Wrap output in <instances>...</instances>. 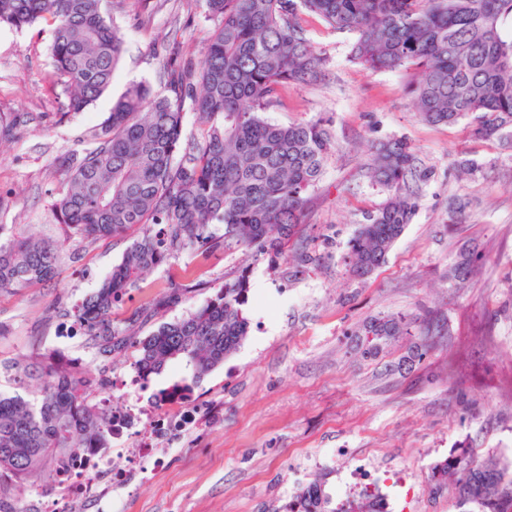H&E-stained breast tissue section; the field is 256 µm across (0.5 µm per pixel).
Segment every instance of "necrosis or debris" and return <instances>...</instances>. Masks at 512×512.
Instances as JSON below:
<instances>
[{
  "label": "necrosis or debris",
  "mask_w": 512,
  "mask_h": 512,
  "mask_svg": "<svg viewBox=\"0 0 512 512\" xmlns=\"http://www.w3.org/2000/svg\"><path fill=\"white\" fill-rule=\"evenodd\" d=\"M103 394L111 420L108 447L85 452L56 489L36 495L29 512H70V504L87 499L96 512H115L121 490L146 480L178 440L212 417L182 376L154 387L133 366L112 376Z\"/></svg>",
  "instance_id": "obj_1"
}]
</instances>
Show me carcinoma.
Listing matches in <instances>:
<instances>
[{
  "label": "carcinoma",
  "instance_id": "1",
  "mask_svg": "<svg viewBox=\"0 0 512 512\" xmlns=\"http://www.w3.org/2000/svg\"><path fill=\"white\" fill-rule=\"evenodd\" d=\"M105 0H0V26L51 28L52 83L67 111L82 112L112 86L123 52L120 30L107 19ZM213 24L201 58L185 57L173 39L163 89L129 86L105 121L85 133L92 147L65 157L67 181L56 210L60 223L84 239L124 236L137 227L121 260L73 314L87 344L102 357L133 346L137 366L159 375L181 361L199 382L224 364L248 334L250 283H226L205 305L145 337L139 327L187 299L170 288L135 310L123 325L112 312L141 274L185 250L213 241L211 225H224V245H246L275 262L302 232L305 211L331 150L321 119L276 124L264 113L282 91L306 85L325 71L301 20L353 36L350 58L369 71L405 69L416 112L432 125L469 121L471 136L512 138V0H202ZM198 116L199 137L182 140L186 111ZM27 122L23 113L0 115V139ZM369 177L387 199L367 215L348 242L347 266L356 279L370 276L411 223L416 189L431 179L402 139L381 144ZM58 245L6 231L0 224V291L51 281ZM474 260L461 256L452 279L465 282ZM402 316L364 326V353L376 356L409 334ZM39 382V396L28 385ZM94 380L50 353L0 360V512L10 494L25 493L27 478L45 468L55 475L89 448H99L110 426L107 408L93 405ZM456 475L459 512H512V463L479 460L468 448L438 467ZM274 512H386L383 499L333 505L315 482Z\"/></svg>",
  "mask_w": 512,
  "mask_h": 512
}]
</instances>
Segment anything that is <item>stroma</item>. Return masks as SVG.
Here are the masks:
<instances>
[{
	"instance_id": "35a3bbf8",
	"label": "stroma",
	"mask_w": 512,
	"mask_h": 512,
	"mask_svg": "<svg viewBox=\"0 0 512 512\" xmlns=\"http://www.w3.org/2000/svg\"><path fill=\"white\" fill-rule=\"evenodd\" d=\"M201 13L200 0H112L122 60L111 88L69 113L50 80L49 27H0V114L30 115L0 145V224L64 244L52 281L0 291V359L55 350L69 312L121 259L128 238L89 243L58 223L59 160L88 149L86 131L130 84L161 89L173 26L182 30L184 53L200 59L211 28ZM304 26L326 70L314 84L286 89L266 114L279 124L323 119L332 137L304 238L274 264L242 247L182 252L150 270L115 311L122 322L162 289L198 283L162 316L178 320L243 274L266 296L249 303L251 331L239 349L198 384L217 419L186 436L150 479L121 491L123 512H274L318 480L337 494L357 457L379 465L388 512H457L453 481L431 491L434 468L451 451L472 448L512 463V140L476 141L466 124L423 122L406 92V71L364 70L349 59L350 35L312 17ZM394 137L406 139L433 176L385 263L353 279L347 243L387 198L367 167L376 145ZM463 157L479 171L459 176ZM454 203L465 222L452 223ZM465 249L475 267L459 287L450 270ZM302 253L307 261H299ZM397 314L415 319L412 335L364 355V325ZM430 330L441 342L398 370ZM69 343L85 354L82 370L97 378L134 358L128 349L102 360L81 333Z\"/></svg>"
}]
</instances>
